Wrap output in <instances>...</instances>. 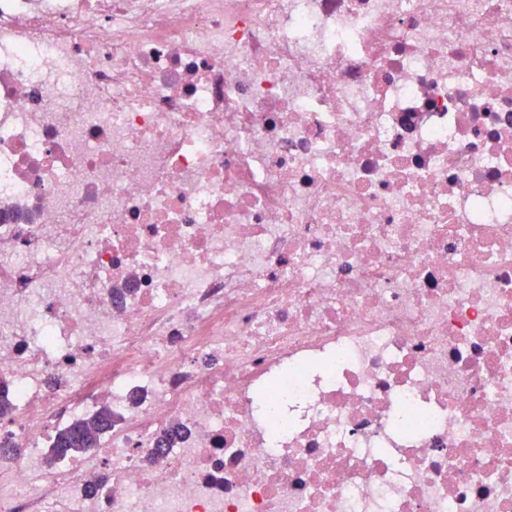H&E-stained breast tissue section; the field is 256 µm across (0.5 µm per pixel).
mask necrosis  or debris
<instances>
[{
	"label": "necrosis or debris",
	"mask_w": 512,
	"mask_h": 512,
	"mask_svg": "<svg viewBox=\"0 0 512 512\" xmlns=\"http://www.w3.org/2000/svg\"><path fill=\"white\" fill-rule=\"evenodd\" d=\"M0 396V512H512V0H0ZM111 425L112 414L103 409L89 421L80 422L59 432L53 451L60 456H74L83 448H95L100 433Z\"/></svg>",
	"instance_id": "4bbe7bcc"
}]
</instances>
